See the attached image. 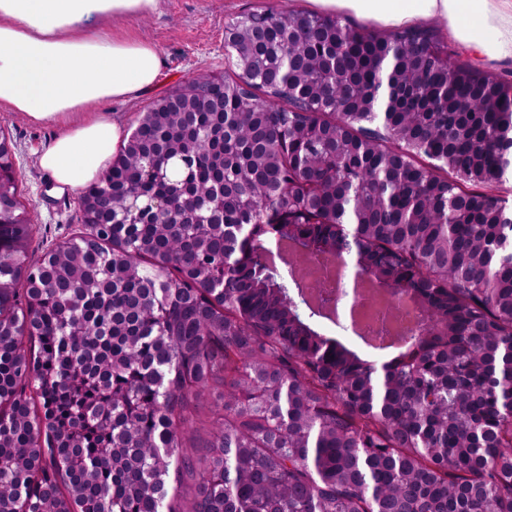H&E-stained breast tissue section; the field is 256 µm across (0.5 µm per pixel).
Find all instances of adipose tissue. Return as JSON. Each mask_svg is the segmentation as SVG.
Listing matches in <instances>:
<instances>
[{
    "instance_id": "1",
    "label": "adipose tissue",
    "mask_w": 512,
    "mask_h": 512,
    "mask_svg": "<svg viewBox=\"0 0 512 512\" xmlns=\"http://www.w3.org/2000/svg\"><path fill=\"white\" fill-rule=\"evenodd\" d=\"M159 7L160 0H0V108L63 126L38 159L59 185L79 192L97 182L123 137L95 104L134 99L158 82V47L110 26ZM304 7L390 30L439 19L473 60H512V0H305Z\"/></svg>"
}]
</instances>
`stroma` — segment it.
<instances>
[{"label": "stroma", "instance_id": "35a3bbf8", "mask_svg": "<svg viewBox=\"0 0 512 512\" xmlns=\"http://www.w3.org/2000/svg\"><path fill=\"white\" fill-rule=\"evenodd\" d=\"M287 6L288 0H163L159 12L129 27L130 33L154 42L160 50L157 87L123 104H97V111L119 121L124 134H131L143 113L172 87L194 78L237 73L224 49V29L233 18ZM61 132L60 126L33 124L19 113L0 109V137L13 149L20 200L31 220L32 260L85 230L78 195L58 190L38 165L43 148Z\"/></svg>", "mask_w": 512, "mask_h": 512}]
</instances>
